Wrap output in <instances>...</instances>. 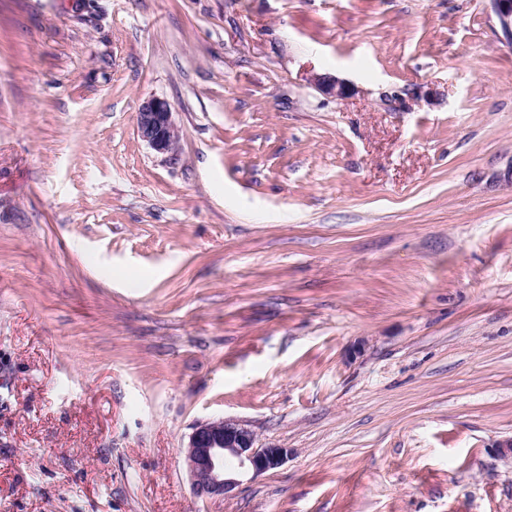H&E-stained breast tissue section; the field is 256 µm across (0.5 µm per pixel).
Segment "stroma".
<instances>
[{
	"instance_id": "35a3bbf8",
	"label": "stroma",
	"mask_w": 512,
	"mask_h": 512,
	"mask_svg": "<svg viewBox=\"0 0 512 512\" xmlns=\"http://www.w3.org/2000/svg\"><path fill=\"white\" fill-rule=\"evenodd\" d=\"M222 418L291 454L202 497ZM511 437L490 0H0V512H512ZM137 132L153 150L173 156L179 148L180 132L167 101L150 97L136 112Z\"/></svg>"
}]
</instances>
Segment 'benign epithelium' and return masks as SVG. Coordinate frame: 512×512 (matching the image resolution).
<instances>
[{"instance_id": "7a95c632", "label": "benign epithelium", "mask_w": 512, "mask_h": 512, "mask_svg": "<svg viewBox=\"0 0 512 512\" xmlns=\"http://www.w3.org/2000/svg\"><path fill=\"white\" fill-rule=\"evenodd\" d=\"M501 29L512 43V0H491ZM313 83L324 93L338 99L348 96L350 86L339 79L312 76ZM137 132L153 150L173 156L179 148L180 132L167 101L150 97L136 112ZM291 450L258 444L255 432L234 419L198 424L189 437L186 463L194 492L206 497H226L240 481L239 472L252 476L274 470L288 459Z\"/></svg>"}]
</instances>
